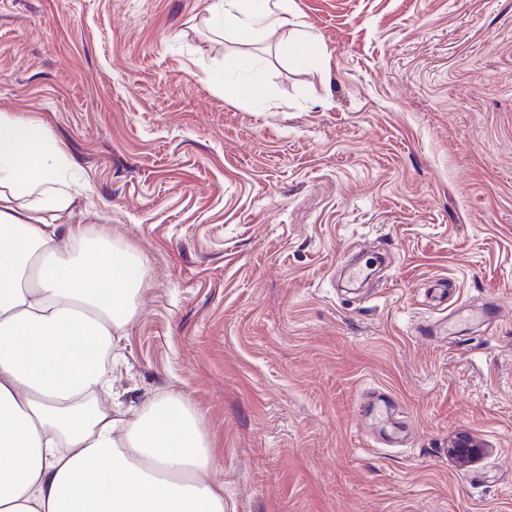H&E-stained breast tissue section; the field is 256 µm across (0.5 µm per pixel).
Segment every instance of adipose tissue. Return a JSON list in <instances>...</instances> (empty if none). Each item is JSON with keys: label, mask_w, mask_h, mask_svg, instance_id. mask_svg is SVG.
I'll return each instance as SVG.
<instances>
[{"label": "adipose tissue", "mask_w": 512, "mask_h": 512, "mask_svg": "<svg viewBox=\"0 0 512 512\" xmlns=\"http://www.w3.org/2000/svg\"><path fill=\"white\" fill-rule=\"evenodd\" d=\"M294 0H222L229 40L288 26ZM68 159L35 122L0 113V512H224L201 418L176 395L133 423L107 401L103 358L136 313L142 258L84 224Z\"/></svg>", "instance_id": "ef3b65f1"}]
</instances>
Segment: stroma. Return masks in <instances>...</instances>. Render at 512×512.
Instances as JSON below:
<instances>
[{
    "label": "stroma",
    "mask_w": 512,
    "mask_h": 512,
    "mask_svg": "<svg viewBox=\"0 0 512 512\" xmlns=\"http://www.w3.org/2000/svg\"><path fill=\"white\" fill-rule=\"evenodd\" d=\"M217 2L0 0V113L66 153L64 222L148 266L125 420L179 395L224 512H512V0H294L317 62ZM230 54L264 102L205 82ZM461 307L500 317L419 335ZM288 54L301 59H320L325 51L321 39L311 32L302 31L285 43ZM486 450L487 448L475 437L460 434L448 445V456L460 465H465L483 456Z\"/></svg>",
    "instance_id": "35a3bbf8"
}]
</instances>
